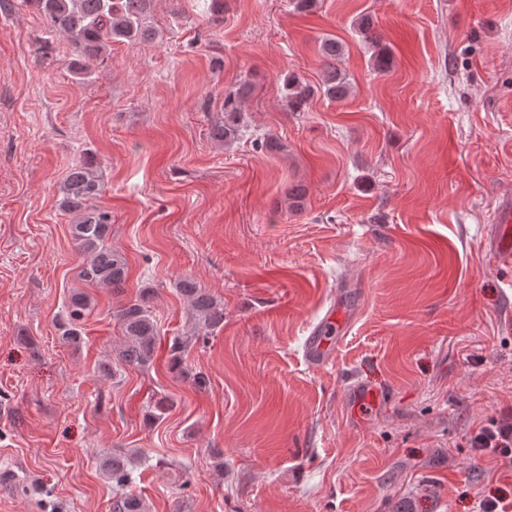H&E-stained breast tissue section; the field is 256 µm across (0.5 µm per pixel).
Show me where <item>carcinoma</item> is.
I'll list each match as a JSON object with an SVG mask.
<instances>
[{
    "label": "carcinoma",
    "mask_w": 512,
    "mask_h": 512,
    "mask_svg": "<svg viewBox=\"0 0 512 512\" xmlns=\"http://www.w3.org/2000/svg\"><path fill=\"white\" fill-rule=\"evenodd\" d=\"M35 9L52 31L67 33L83 60L82 68L105 60L108 46L116 41L137 43L153 35L144 25L151 0H24ZM344 47L334 38L325 37L318 44L322 60L321 82L313 86L295 75L284 83V98L288 109L299 112L317 93L330 100L344 99L350 95L351 83L337 66ZM393 65V58L386 46L373 53V67L384 73ZM248 86L224 95V119L213 128L214 139L228 146L241 135V99ZM104 191V183L96 175L91 158L77 161L70 168L61 186V207L72 216V235L85 262L80 278L91 285L121 292L128 279V264L122 253L108 245L112 212L93 205ZM179 293L188 301L192 318L198 330L205 334L224 327V303L214 295L198 288L192 279L184 277L177 283ZM152 289H142L139 296L113 311L121 325L124 342L117 355L121 368H145L155 356L160 329L148 302ZM90 297L82 292L73 294L67 304L68 319L59 323L61 338L70 343L81 340V320L91 310ZM189 339L175 337L169 345L170 368L177 376L191 381L198 389L207 387L208 379L185 364L184 355ZM133 458L114 455L106 464L112 483L124 487L132 482ZM112 512H143V506L130 494L116 496Z\"/></svg>",
    "instance_id": "obj_1"
}]
</instances>
